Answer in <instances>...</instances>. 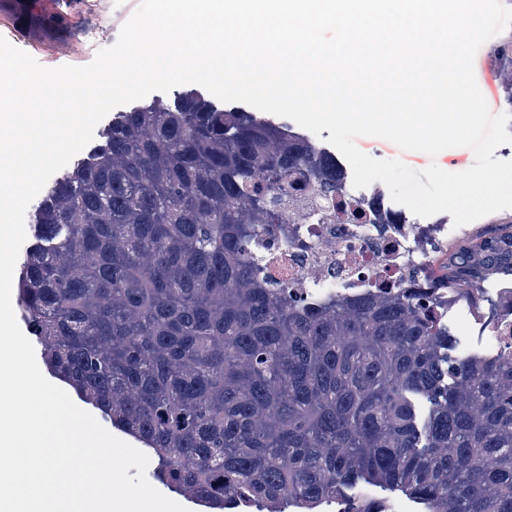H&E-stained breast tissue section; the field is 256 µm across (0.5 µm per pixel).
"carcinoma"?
Here are the masks:
<instances>
[{
  "mask_svg": "<svg viewBox=\"0 0 512 512\" xmlns=\"http://www.w3.org/2000/svg\"><path fill=\"white\" fill-rule=\"evenodd\" d=\"M334 180L292 128L195 89L120 112L30 215L27 329L161 481L213 509L314 512L372 484L425 512H512V357L455 356L408 288L317 302L266 274L257 246L288 221L273 199ZM490 270L512 272V224L431 280Z\"/></svg>",
  "mask_w": 512,
  "mask_h": 512,
  "instance_id": "carcinoma-1",
  "label": "carcinoma"
}]
</instances>
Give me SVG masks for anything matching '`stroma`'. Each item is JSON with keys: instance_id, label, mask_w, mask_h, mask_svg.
I'll return each instance as SVG.
<instances>
[{"instance_id": "1", "label": "stroma", "mask_w": 512, "mask_h": 512, "mask_svg": "<svg viewBox=\"0 0 512 512\" xmlns=\"http://www.w3.org/2000/svg\"><path fill=\"white\" fill-rule=\"evenodd\" d=\"M140 4V0H69L62 25L68 37L61 40L45 33L25 34L14 30L8 16L0 15V36L25 51L41 65L55 68L63 65L85 66L93 61L98 50L113 46L126 21ZM512 42V28L502 38H490L482 44L474 57V74L492 113L512 111V95L503 86L500 64L487 58L490 47L499 41ZM357 147L379 159H398L409 167L421 170L438 165L448 172L465 170L472 166L475 156L471 149L453 147L431 156L420 151H405L392 142L363 136L357 138ZM481 290L469 303L457 302L448 306V330L458 335L460 328H469L479 334L485 327L500 319L508 311L507 301L512 298V274L491 272L480 281Z\"/></svg>"}]
</instances>
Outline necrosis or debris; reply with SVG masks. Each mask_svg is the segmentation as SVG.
<instances>
[{"mask_svg": "<svg viewBox=\"0 0 512 512\" xmlns=\"http://www.w3.org/2000/svg\"><path fill=\"white\" fill-rule=\"evenodd\" d=\"M337 171L338 200L360 205V212L344 220L329 209L323 221H313L312 211L323 198L298 185L288 194V224L299 236L280 242L281 255L270 263L272 278L312 299L330 293L352 299L389 284L427 291L429 267L448 251L447 226L412 220L382 182L352 190L349 164L338 163Z\"/></svg>", "mask_w": 512, "mask_h": 512, "instance_id": "necrosis-or-debris-1", "label": "necrosis or debris"}]
</instances>
